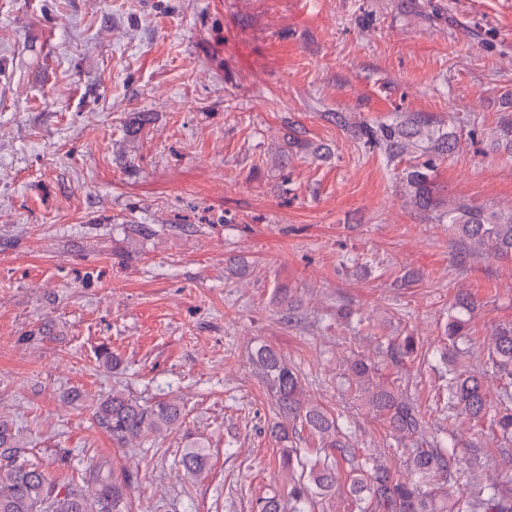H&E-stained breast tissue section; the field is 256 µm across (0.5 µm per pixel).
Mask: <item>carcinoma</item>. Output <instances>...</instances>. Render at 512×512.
<instances>
[{
  "label": "carcinoma",
  "mask_w": 512,
  "mask_h": 512,
  "mask_svg": "<svg viewBox=\"0 0 512 512\" xmlns=\"http://www.w3.org/2000/svg\"><path fill=\"white\" fill-rule=\"evenodd\" d=\"M357 133L363 143L378 148L391 157L408 155L422 162L406 175L407 194L421 210L437 205L431 195L429 172L436 161L458 147L451 133L437 134L430 120L416 116L390 124L362 122ZM448 223L454 228L466 250L492 258L512 259V211L497 212L458 203L448 208ZM276 299L287 322L295 318L298 304L288 296V289H276ZM463 314L448 321V340L466 335L474 301L458 298ZM417 355L414 338H390L385 347L387 362L398 368ZM492 373L500 380L496 405L488 399L484 377L467 371L448 370V419L464 416L473 422L490 418L496 441L512 443V321L498 326L488 347ZM259 376L273 393L275 414L283 422L273 433L288 440L289 433L307 430L318 440L313 452L286 448L280 464L290 475L288 506L276 496L263 497L256 512H308L312 496L330 495L336 490L342 464H347L351 501L357 512H512L509 481L494 480L477 494L466 490L451 493L449 479L461 461L477 463L482 448L459 451L434 436L419 442L426 427L417 405L394 382L383 377L382 369L365 358L351 362L352 382L362 394L369 410L410 452V466L420 480L402 479L351 442V436L339 416L306 401L300 374L288 366L282 355L269 346H261L251 356ZM91 420L124 448L146 437L165 436L182 426L184 406L176 399H162L145 404L123 390L92 406ZM26 444L23 430L0 417V512H123L130 488L125 474L104 472V466L90 464L80 470V484L61 476L50 479L39 467L24 459ZM210 454L201 438L187 437L179 465L198 477L208 467Z\"/></svg>",
  "instance_id": "1"
}]
</instances>
